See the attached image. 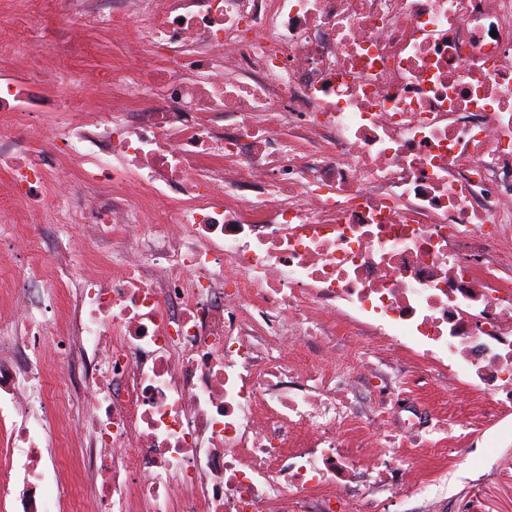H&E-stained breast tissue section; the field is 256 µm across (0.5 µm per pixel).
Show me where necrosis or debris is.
Listing matches in <instances>:
<instances>
[{
    "label": "necrosis or debris",
    "mask_w": 512,
    "mask_h": 512,
    "mask_svg": "<svg viewBox=\"0 0 512 512\" xmlns=\"http://www.w3.org/2000/svg\"><path fill=\"white\" fill-rule=\"evenodd\" d=\"M23 3L0 57L47 8L71 39L102 28L122 62L96 82L126 106L89 109L57 68L0 75L6 196L67 227L0 333V512H53L63 463L94 478L61 494L78 512H369L336 448L346 375L281 349L331 319L512 394V0ZM32 118L48 143L22 135ZM75 157L79 196L58 201ZM90 243L112 250L92 273ZM48 358L90 396L74 448ZM447 431L369 435L375 483L410 479L392 449ZM85 164L81 160L68 161L54 171V187L56 192L70 197L71 191L78 185L79 171Z\"/></svg>",
    "instance_id": "obj_1"
}]
</instances>
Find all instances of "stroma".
Returning a JSON list of instances; mask_svg holds the SVG:
<instances>
[{
  "mask_svg": "<svg viewBox=\"0 0 512 512\" xmlns=\"http://www.w3.org/2000/svg\"><path fill=\"white\" fill-rule=\"evenodd\" d=\"M118 59L102 30H89L83 46L67 61V72L83 91L86 105L107 109L108 101L93 75ZM289 357L305 356L323 368L338 367L351 377L358 402L355 414L337 433L342 447L356 449L374 429L367 408L373 402L370 384L362 377L364 361L382 373H399L403 405L420 408L425 419L448 422L446 440L424 447L405 442L401 452L412 459L411 483L363 489L380 512H423L429 498L442 502L443 512H512V404H488L463 376H439L398 347H375L370 337L329 330L314 340L287 339Z\"/></svg>",
  "mask_w": 512,
  "mask_h": 512,
  "instance_id": "stroma-1",
  "label": "stroma"
}]
</instances>
